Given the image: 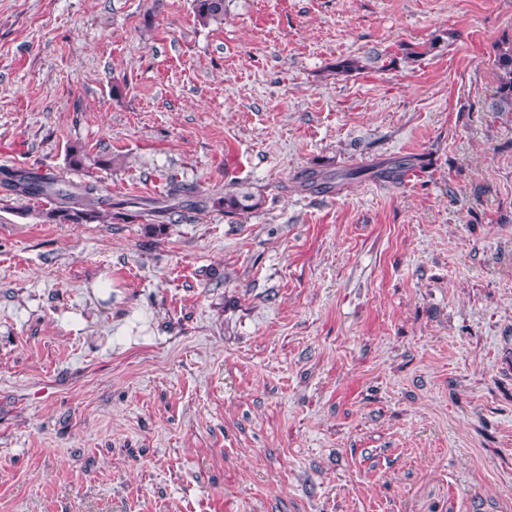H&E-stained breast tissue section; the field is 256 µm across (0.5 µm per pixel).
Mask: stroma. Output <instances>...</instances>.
Wrapping results in <instances>:
<instances>
[{
    "instance_id": "obj_1",
    "label": "stroma",
    "mask_w": 512,
    "mask_h": 512,
    "mask_svg": "<svg viewBox=\"0 0 512 512\" xmlns=\"http://www.w3.org/2000/svg\"><path fill=\"white\" fill-rule=\"evenodd\" d=\"M192 6L0 0L1 166L262 198L157 230L0 195V512H512V0ZM194 10L198 21L208 24L211 21H221L224 18V0H193ZM494 65L497 79L494 109L512 112V40H502L495 45ZM422 161L414 156H402L382 161L378 164L359 166L341 173L326 175L311 171L305 173L300 181L303 190L314 193H330L340 191L344 187L361 181L373 179L390 183L402 180L408 171L416 166L422 167Z\"/></svg>"
}]
</instances>
